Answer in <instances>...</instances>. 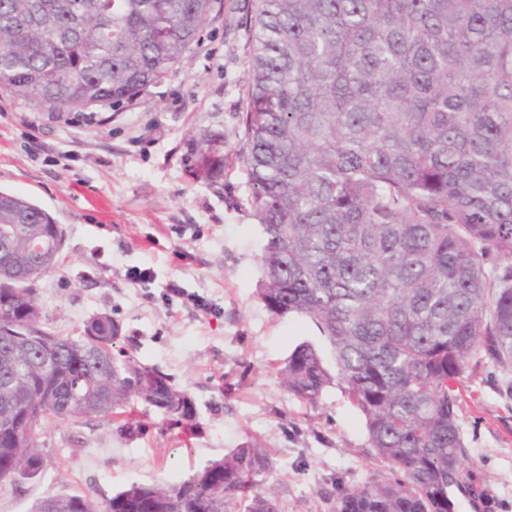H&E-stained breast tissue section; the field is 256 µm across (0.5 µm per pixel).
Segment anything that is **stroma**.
<instances>
[{
  "instance_id": "stroma-1",
  "label": "stroma",
  "mask_w": 512,
  "mask_h": 512,
  "mask_svg": "<svg viewBox=\"0 0 512 512\" xmlns=\"http://www.w3.org/2000/svg\"><path fill=\"white\" fill-rule=\"evenodd\" d=\"M255 9L256 0H224L177 71L125 104L61 118L0 93V190L44 208L65 233L38 285L41 327L78 340L89 317L109 313L122 329L116 350L167 374L196 412L179 423L143 404L132 432L119 414L46 422L43 473L0 483V512L66 493L102 505L247 444L266 448L263 486L283 512H334L335 483L382 472L341 388L310 404L281 384L296 345L330 350L311 319L276 315L257 294L263 241L239 159ZM211 136L224 167L202 178ZM138 269L148 282L130 280ZM460 392L468 462L487 501L456 496V512H512V371L474 359Z\"/></svg>"
}]
</instances>
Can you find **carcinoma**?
Wrapping results in <instances>:
<instances>
[{"mask_svg": "<svg viewBox=\"0 0 512 512\" xmlns=\"http://www.w3.org/2000/svg\"><path fill=\"white\" fill-rule=\"evenodd\" d=\"M0 0V91L60 115L135 99L168 77L219 0ZM240 162L263 247L259 299L310 318L336 373L309 344L281 370L293 396L340 386L388 474L336 488V512H454L482 499L458 419L478 356L512 368V0H258ZM224 159L204 141L199 173ZM57 256L63 228L0 192ZM0 267V475L42 472L51 419L107 417L140 401L194 417L161 372L115 357L106 312L80 340L51 332L37 356L36 285L51 267L18 235ZM269 458L235 448L176 484L134 485L103 509L79 494L34 512H282Z\"/></svg>", "mask_w": 512, "mask_h": 512, "instance_id": "1", "label": "carcinoma"}]
</instances>
